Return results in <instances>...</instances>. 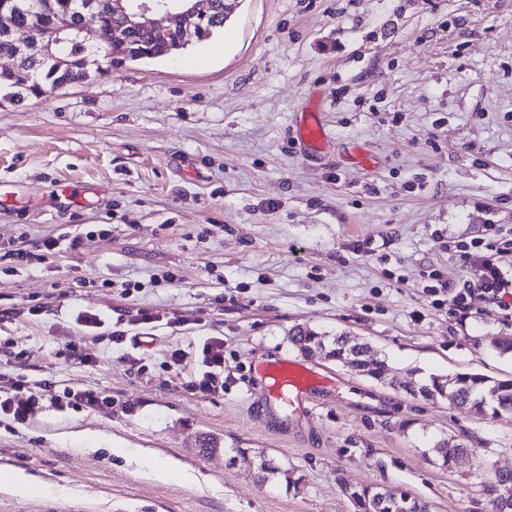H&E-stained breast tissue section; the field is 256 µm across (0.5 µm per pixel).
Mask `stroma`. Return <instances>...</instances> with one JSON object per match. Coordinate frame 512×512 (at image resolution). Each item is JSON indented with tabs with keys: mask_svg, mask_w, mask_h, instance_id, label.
Instances as JSON below:
<instances>
[{
	"mask_svg": "<svg viewBox=\"0 0 512 512\" xmlns=\"http://www.w3.org/2000/svg\"><path fill=\"white\" fill-rule=\"evenodd\" d=\"M315 92L332 147L306 156L292 129ZM489 224L512 227V0H239L179 54L0 105V379L39 396L26 421L0 415V467L53 489H0V512H353L359 485L490 512L512 411L414 398L290 341L347 334L401 380L512 379L491 346L512 307L427 290L436 272L465 289L448 245ZM60 235L76 247L13 254ZM210 337L224 388L196 393ZM277 358L327 381L297 408L269 398L257 367ZM66 390L112 406L58 407ZM441 441L462 448L447 466ZM157 457L194 481L153 479ZM326 336H321L317 332H313L311 330L306 331H298L296 334L291 336V341L293 345L302 353V354H313L318 349H325ZM236 458H240L244 464H246L249 468H254L257 470L258 475L262 479H266L268 475L280 474L281 469L274 465L272 459H267L264 455H255L253 457H249L248 452L245 449H237Z\"/></svg>",
	"mask_w": 512,
	"mask_h": 512,
	"instance_id": "stroma-1",
	"label": "stroma"
}]
</instances>
